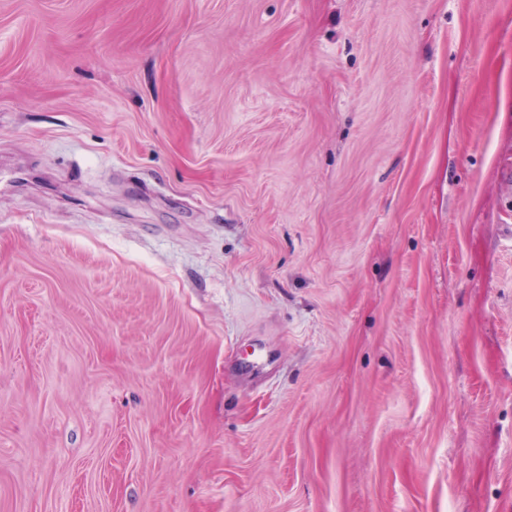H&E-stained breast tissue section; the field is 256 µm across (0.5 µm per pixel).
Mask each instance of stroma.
<instances>
[{
    "instance_id": "obj_1",
    "label": "stroma",
    "mask_w": 512,
    "mask_h": 512,
    "mask_svg": "<svg viewBox=\"0 0 512 512\" xmlns=\"http://www.w3.org/2000/svg\"><path fill=\"white\" fill-rule=\"evenodd\" d=\"M0 512H512V0H0Z\"/></svg>"
}]
</instances>
